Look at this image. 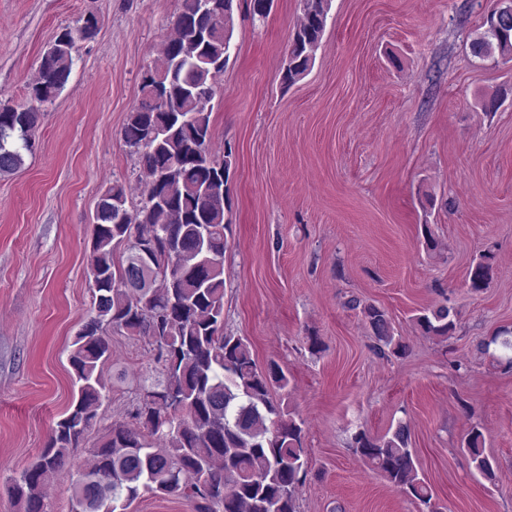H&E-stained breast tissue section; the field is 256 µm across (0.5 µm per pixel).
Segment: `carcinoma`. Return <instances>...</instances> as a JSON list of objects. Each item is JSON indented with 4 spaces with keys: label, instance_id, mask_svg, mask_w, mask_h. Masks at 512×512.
Returning <instances> with one entry per match:
<instances>
[{
    "label": "carcinoma",
    "instance_id": "cac0c4a2",
    "mask_svg": "<svg viewBox=\"0 0 512 512\" xmlns=\"http://www.w3.org/2000/svg\"><path fill=\"white\" fill-rule=\"evenodd\" d=\"M330 7L331 0H300V21L281 68L284 85L310 70ZM236 10L234 0H182L174 26L188 36L171 42L143 74L142 96L122 136L148 178L147 195L132 209L117 181L98 202L89 256L93 301L69 354L77 397L46 448L12 479L20 512H45L46 487L65 471L97 417L106 390L101 366L111 355L109 327L148 338L161 372L141 387L133 423L110 427L86 449L70 512H124L143 492L183 498L193 512H299L304 430L274 396L288 377L274 364L259 367L248 342L224 333L228 180L220 177L229 163L215 161L208 143L215 73L227 60ZM481 28L471 55L512 60V0H502ZM97 29L90 13L79 28L61 30L43 52L27 98L54 101L69 81L77 44ZM38 122L39 113L22 104H0V176L24 165ZM121 245L127 255L117 263ZM140 246L152 253L147 272L133 269ZM497 274L494 256L485 253L469 267L468 286L481 292ZM348 306L360 309L379 352L407 354L384 309L356 298ZM415 321L426 336L446 338L455 330L446 301ZM351 448L417 500L421 512H437L433 490L416 467L408 424L382 436L359 431ZM462 450L480 476L493 479L478 429L467 434Z\"/></svg>",
    "mask_w": 512,
    "mask_h": 512
}]
</instances>
